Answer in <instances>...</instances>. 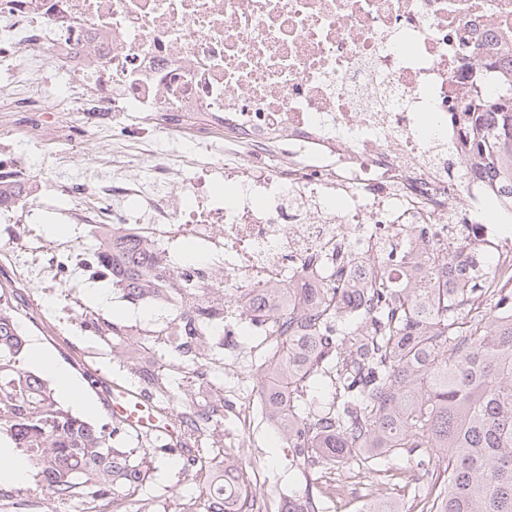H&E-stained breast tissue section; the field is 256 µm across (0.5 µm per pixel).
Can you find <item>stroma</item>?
<instances>
[{
	"label": "stroma",
	"mask_w": 512,
	"mask_h": 512,
	"mask_svg": "<svg viewBox=\"0 0 512 512\" xmlns=\"http://www.w3.org/2000/svg\"><path fill=\"white\" fill-rule=\"evenodd\" d=\"M11 104L0 97V164L25 168L29 199L40 210L34 218L20 210L13 223H0V252L29 249L31 259L44 269L39 280L19 293V308L35 314L34 320H21L20 328L28 343L38 345L53 366L74 380H81L82 369L89 366L117 379L110 347L87 328L86 318L120 322L150 336L165 326L170 309L132 306L83 268L61 265L62 239L49 227L72 221L70 208L78 188L62 179V171L92 167L124 181L143 176L146 158L133 138L156 126V115L129 113L121 125L106 126L92 138L85 134L84 116L74 110L30 115L12 111ZM99 291L105 292V302L95 300ZM224 436L245 440V447L231 449L229 455L242 465L247 494L265 504L267 512H278L281 497L308 489L320 494L323 512H361L375 496L397 500L409 512L414 495L424 491L425 477L404 457L378 460L373 474L325 462L309 470L298 468L287 444L260 416L245 427L227 415ZM202 486V480L184 474L180 452L160 451L142 485L118 512H204Z\"/></svg>",
	"instance_id": "obj_1"
}]
</instances>
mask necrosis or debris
I'll list each match as a JSON object with an SVG mask.
<instances>
[{"label":"necrosis or debris","mask_w":512,"mask_h":512,"mask_svg":"<svg viewBox=\"0 0 512 512\" xmlns=\"http://www.w3.org/2000/svg\"><path fill=\"white\" fill-rule=\"evenodd\" d=\"M3 25L21 111H44L36 89L65 57L56 94L91 119L189 110L246 134L228 195L223 169L200 163L172 188L169 162L189 147L156 129L136 187L86 171L81 223L138 212L162 244L180 226L223 250L224 284L245 299L327 287L348 253L412 280L430 253L461 269L485 251L512 276V234L485 222L483 179L448 157L468 94L462 59L512 46V0H0ZM278 131L288 164L273 169L263 160Z\"/></svg>","instance_id":"necrosis-or-debris-1"}]
</instances>
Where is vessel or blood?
Listing matches in <instances>:
<instances>
[{
  "label": "vessel or blood",
  "mask_w": 512,
  "mask_h": 512,
  "mask_svg": "<svg viewBox=\"0 0 512 512\" xmlns=\"http://www.w3.org/2000/svg\"><path fill=\"white\" fill-rule=\"evenodd\" d=\"M86 378L113 419L143 434L178 440V430L173 421L159 418L152 401L141 389L114 382L95 371L87 372Z\"/></svg>",
  "instance_id": "vessel-or-blood-1"
}]
</instances>
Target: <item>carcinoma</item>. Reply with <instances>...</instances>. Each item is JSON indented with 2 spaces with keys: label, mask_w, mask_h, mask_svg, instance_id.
Segmentation results:
<instances>
[{
  "label": "carcinoma",
  "mask_w": 512,
  "mask_h": 512,
  "mask_svg": "<svg viewBox=\"0 0 512 512\" xmlns=\"http://www.w3.org/2000/svg\"><path fill=\"white\" fill-rule=\"evenodd\" d=\"M499 84L489 98L487 81ZM461 134L453 154L490 189L488 213L512 198V69L497 61L478 67L463 103ZM25 182L0 176V200L20 201ZM89 259L120 298L132 304H162L172 318L161 335L181 358L186 378L206 364L222 363L211 328L237 301L224 288V264L209 266L210 280L173 267L166 250L134 224H95ZM448 260L430 263L425 281L404 288L381 262L365 278L340 276L315 292L269 288L244 302L262 330L273 337L260 364L266 382L265 414L293 449L299 466L333 462L365 467L383 457L418 456L427 477L416 512H512V287L477 288L481 275L450 274ZM17 296L0 283V435L26 456L56 502L79 512H110L112 500L134 493L144 461L112 446L127 432L119 421L97 425L74 415L48 381L24 367L25 340L18 324ZM112 355L134 377L145 373L135 360L149 349L138 330L114 321H94ZM332 391L318 401V389ZM173 405L184 473L196 477L199 442L224 441V387L199 403ZM242 469L224 465L204 502L205 512H260L243 495ZM280 512H321L306 490L280 500Z\"/></svg>",
  "instance_id": "carcinoma-1"
}]
</instances>
